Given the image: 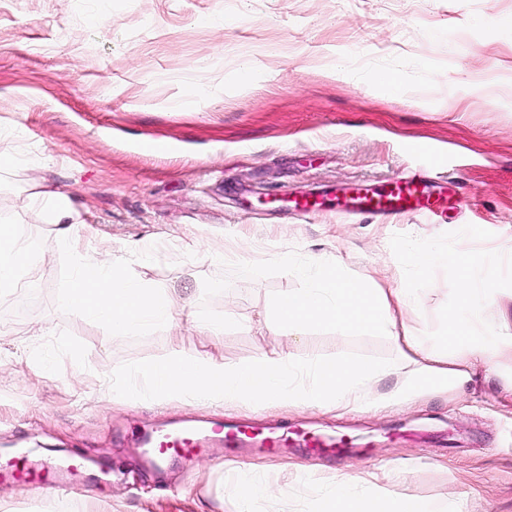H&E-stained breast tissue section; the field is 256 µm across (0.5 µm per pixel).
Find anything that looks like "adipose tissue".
<instances>
[{
	"mask_svg": "<svg viewBox=\"0 0 512 512\" xmlns=\"http://www.w3.org/2000/svg\"><path fill=\"white\" fill-rule=\"evenodd\" d=\"M30 195L39 204L41 223L53 226L71 259L72 272L61 297L67 309L95 321L105 336L175 327L177 310L185 302L177 289L158 287L131 273L127 262L115 259L111 247L89 256L81 236L86 222L69 193L37 179ZM409 259L419 275L444 267L462 285L448 312V334L439 345H429L412 330L410 312L416 295L383 287L370 278H346L338 265L321 258L299 265L284 256L279 260L282 271L305 285L272 301L271 323L286 332L330 322L342 330L384 334L393 346L389 363L317 356L299 364L289 355L271 351L258 354L247 365L230 366L209 354L179 349L136 369L143 382L141 396L247 409L372 408L373 387L384 377H395L393 396L405 400L434 383L463 387L474 368L493 370L505 355H512V327L490 320L499 290L481 255L458 245H415ZM38 260L13 221L0 222V293L17 288L22 272ZM363 481L379 486V493H357L358 482L348 477L321 485L320 512H440L434 502L399 492L390 472H371Z\"/></svg>",
	"mask_w": 512,
	"mask_h": 512,
	"instance_id": "1",
	"label": "adipose tissue"
}]
</instances>
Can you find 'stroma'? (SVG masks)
Returning a JSON list of instances; mask_svg holds the SVG:
<instances>
[{"label": "stroma", "instance_id": "35a3bbf8", "mask_svg": "<svg viewBox=\"0 0 512 512\" xmlns=\"http://www.w3.org/2000/svg\"><path fill=\"white\" fill-rule=\"evenodd\" d=\"M512 0H0V215L44 262L0 294V458L17 448L60 462L92 454L105 472L89 490L59 501L0 481V512H234V464L220 442L158 469L141 467L144 435L176 424L251 425L260 433L301 428L347 436L345 463L315 462L304 449H250L275 495L253 512H309L313 488L336 473L407 471L405 491L475 512H512V403L501 393L512 359L478 371L464 388L432 386L378 412L269 407L227 411L112 395L115 373L206 351L229 365L264 351L303 362L341 355L387 362L388 337L322 323L288 334L260 324L273 298L300 288L276 260L319 255L349 277H372L420 295L412 325L439 343L460 282L448 270L421 278L408 246L440 247L470 225L485 242L512 240V44L495 35ZM254 85L236 82L241 65ZM342 66L344 75L328 72ZM366 69L392 73L400 91L360 82ZM22 138H9L15 125ZM168 142L162 153L143 148ZM432 145L430 169L411 152ZM52 155L35 169L31 159ZM430 174L447 200L433 215L354 214L336 193ZM46 176L85 213L84 244L122 254L135 241L152 261L141 276L181 289L194 317L228 319L223 336L157 329L100 335L60 302L69 258L26 198ZM323 205L304 215L291 197ZM240 254L210 264L209 247ZM52 364L45 374L44 364ZM312 473L294 481L291 466Z\"/></svg>", "mask_w": 512, "mask_h": 512}]
</instances>
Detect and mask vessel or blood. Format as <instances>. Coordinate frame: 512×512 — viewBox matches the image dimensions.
I'll return each mask as SVG.
<instances>
[{"mask_svg":"<svg viewBox=\"0 0 512 512\" xmlns=\"http://www.w3.org/2000/svg\"><path fill=\"white\" fill-rule=\"evenodd\" d=\"M431 185L429 182L410 177H398L383 188L365 189L349 192L346 206L355 212L415 213L425 215L430 209ZM222 442L228 455L246 446L261 444L268 449H276L291 444L305 448L311 455L323 458L331 457L343 462L348 452V442L342 438H328L308 431L296 430L289 435L257 437L256 433L242 426L214 428L211 435H203L194 429H183L146 436L145 442L150 448L146 459L149 466L159 467L172 456L190 458L203 452L209 440ZM88 458L76 457L67 466L50 463L35 468L25 461L17 460L0 468V479H10L26 490H35L44 486L50 477L65 476L67 471H76L87 467Z\"/></svg>","mask_w":512,"mask_h":512,"instance_id":"obj_1","label":"vessel or blood"}]
</instances>
